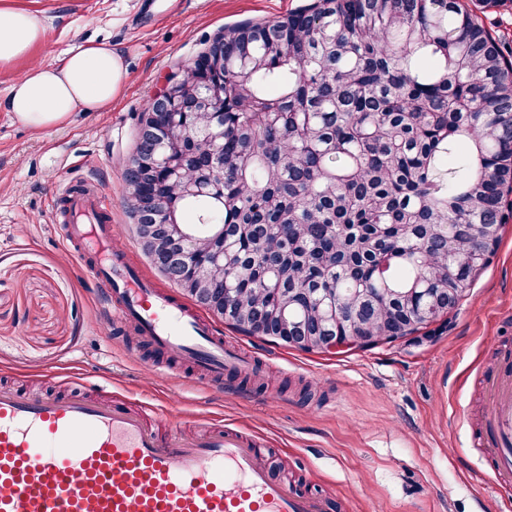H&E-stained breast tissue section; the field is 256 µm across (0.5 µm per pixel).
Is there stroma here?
<instances>
[{
	"mask_svg": "<svg viewBox=\"0 0 512 512\" xmlns=\"http://www.w3.org/2000/svg\"><path fill=\"white\" fill-rule=\"evenodd\" d=\"M310 2L0 0V13L30 12L43 29L27 56L0 65V103L31 62L50 65L91 43H111L129 73L110 108L50 129H30L0 106V382L45 393L70 375L91 394L154 405L163 431L220 420L261 435L274 474L328 494L330 512H502L475 436L484 379L512 346V221L458 309L393 343L307 352L210 316L225 340L252 352L259 378L249 382L205 380L187 365L153 372L151 348L118 323L62 243L58 188L94 181L116 245L157 277L123 182L143 109L224 27Z\"/></svg>",
	"mask_w": 512,
	"mask_h": 512,
	"instance_id": "35a3bbf8",
	"label": "stroma"
}]
</instances>
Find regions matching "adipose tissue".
<instances>
[{
	"mask_svg": "<svg viewBox=\"0 0 512 512\" xmlns=\"http://www.w3.org/2000/svg\"><path fill=\"white\" fill-rule=\"evenodd\" d=\"M37 18L25 11L0 17V64L27 53L41 39ZM127 79L119 55L107 43H93L68 53L55 64L32 65L14 82L4 103L26 126L43 130L64 123L70 113L111 106Z\"/></svg>",
	"mask_w": 512,
	"mask_h": 512,
	"instance_id": "adipose-tissue-1",
	"label": "adipose tissue"
}]
</instances>
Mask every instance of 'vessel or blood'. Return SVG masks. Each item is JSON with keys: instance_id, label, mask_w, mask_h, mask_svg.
Returning <instances> with one entry per match:
<instances>
[{"instance_id": "1", "label": "vessel or blood", "mask_w": 512, "mask_h": 512, "mask_svg": "<svg viewBox=\"0 0 512 512\" xmlns=\"http://www.w3.org/2000/svg\"><path fill=\"white\" fill-rule=\"evenodd\" d=\"M72 214L66 239L107 291L120 323L155 350L158 372L178 355L205 378L252 365L238 345L109 249L112 226L96 222L103 196L62 190ZM153 410L87 396L79 384L37 397L0 385V512H328L326 496L300 494L274 476L262 437L220 422L184 437L151 426ZM478 444L498 483H512V352L485 378Z\"/></svg>"}]
</instances>
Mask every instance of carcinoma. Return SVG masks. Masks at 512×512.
<instances>
[{
  "label": "carcinoma",
  "mask_w": 512,
  "mask_h": 512,
  "mask_svg": "<svg viewBox=\"0 0 512 512\" xmlns=\"http://www.w3.org/2000/svg\"><path fill=\"white\" fill-rule=\"evenodd\" d=\"M223 100L159 122L142 193L183 226L187 279L249 336H408L471 288L512 209V61L458 0H316L221 32ZM224 233V271L194 253Z\"/></svg>",
  "instance_id": "obj_1"
}]
</instances>
